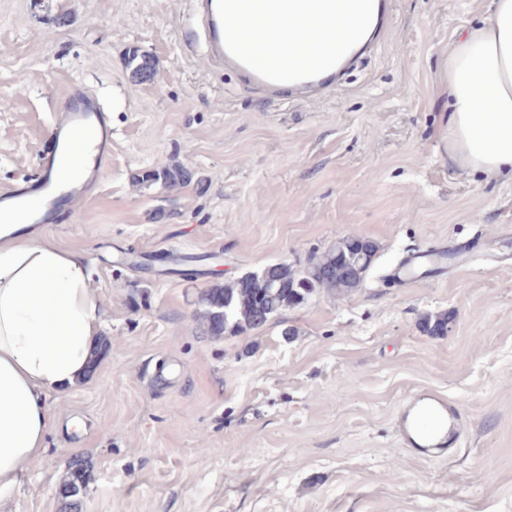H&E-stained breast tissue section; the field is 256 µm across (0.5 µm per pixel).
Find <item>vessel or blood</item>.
<instances>
[{
    "mask_svg": "<svg viewBox=\"0 0 512 512\" xmlns=\"http://www.w3.org/2000/svg\"><path fill=\"white\" fill-rule=\"evenodd\" d=\"M207 51L222 68L247 72L250 81L280 92L301 74L321 71L340 52L348 33L332 27L321 38L292 47L283 44L275 7L263 0H197ZM112 158V128L107 112L81 85L57 99L55 119L41 150V174L17 191L0 193V220L18 216L23 224H62L87 198ZM459 415L448 401L427 393L415 397L400 428L406 445L425 457L453 440Z\"/></svg>",
    "mask_w": 512,
    "mask_h": 512,
    "instance_id": "b4317fda",
    "label": "vessel or blood"
}]
</instances>
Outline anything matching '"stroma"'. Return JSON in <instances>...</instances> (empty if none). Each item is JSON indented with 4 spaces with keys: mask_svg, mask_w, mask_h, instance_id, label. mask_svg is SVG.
Here are the masks:
<instances>
[{
    "mask_svg": "<svg viewBox=\"0 0 512 512\" xmlns=\"http://www.w3.org/2000/svg\"><path fill=\"white\" fill-rule=\"evenodd\" d=\"M490 0H389L327 86L272 99L210 65L192 0H0V191L38 172L55 100L81 83L112 121L92 196L41 233L82 253L108 349L52 412L82 423L0 512H512V177L448 157L445 68ZM67 23H60V16ZM154 57L153 81L127 68ZM193 172L136 184L156 161ZM378 246L363 283L243 334L206 335L199 296L336 241ZM446 315L448 333L423 332ZM445 396L466 423L420 459L396 422ZM156 60L147 54L139 52L136 48L127 51V66L133 79L138 82H150L157 71Z\"/></svg>",
    "mask_w": 512,
    "mask_h": 512,
    "instance_id": "1",
    "label": "stroma"
}]
</instances>
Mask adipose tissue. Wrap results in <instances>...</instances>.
I'll list each match as a JSON object with an SVG mask.
<instances>
[{"mask_svg": "<svg viewBox=\"0 0 512 512\" xmlns=\"http://www.w3.org/2000/svg\"><path fill=\"white\" fill-rule=\"evenodd\" d=\"M379 12L378 0H351L344 57L368 41ZM446 75L449 158L512 176V0H491L487 20L458 34ZM102 323L81 253L0 224V500L46 454L58 426L49 400L88 378Z\"/></svg>", "mask_w": 512, "mask_h": 512, "instance_id": "1", "label": "adipose tissue"}]
</instances>
